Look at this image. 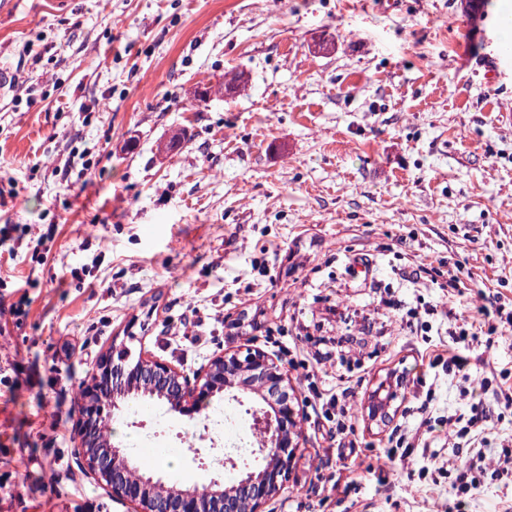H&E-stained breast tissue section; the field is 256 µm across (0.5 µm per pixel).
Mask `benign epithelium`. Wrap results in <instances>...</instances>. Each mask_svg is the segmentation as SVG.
<instances>
[{
    "label": "benign epithelium",
    "mask_w": 512,
    "mask_h": 512,
    "mask_svg": "<svg viewBox=\"0 0 512 512\" xmlns=\"http://www.w3.org/2000/svg\"><path fill=\"white\" fill-rule=\"evenodd\" d=\"M75 433L82 473L131 512H265V506L287 482L299 448L300 409L288 373L278 359L248 346L215 355L210 364L190 378L175 366L142 357L129 365L124 358H104L82 386ZM234 400L251 398L247 409L253 425L264 436L261 447L251 451L258 464L231 486L221 478L200 496L194 487H183L153 475L131 482L133 463L126 448L101 431L103 415L120 412L130 396L157 399L171 410L193 420L221 394ZM369 399L367 416L386 424L393 419L392 399Z\"/></svg>",
    "instance_id": "1"
}]
</instances>
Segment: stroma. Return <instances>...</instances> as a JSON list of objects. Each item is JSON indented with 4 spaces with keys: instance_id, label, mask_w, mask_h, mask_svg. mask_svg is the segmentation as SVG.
Returning <instances> with one entry per match:
<instances>
[{
    "instance_id": "obj_1",
    "label": "stroma",
    "mask_w": 512,
    "mask_h": 512,
    "mask_svg": "<svg viewBox=\"0 0 512 512\" xmlns=\"http://www.w3.org/2000/svg\"><path fill=\"white\" fill-rule=\"evenodd\" d=\"M505 0H17L0 15V512H128L80 467L71 396L111 348L193 375L256 346L285 367L300 448L265 512H505L490 474L512 452L499 399L485 443L447 425L386 454L425 399L465 418L464 378L512 372V328L464 374L447 330L480 293L512 299V62L496 74ZM237 90L200 98L238 73ZM441 277H409L418 265ZM459 271L448 286L445 271ZM395 308H388L386 300ZM199 336L201 346L191 345ZM330 360L315 376L306 362ZM405 384L386 426L364 406ZM353 385V447L315 392ZM244 406L196 419L163 404L112 420L135 459L173 452L204 486L248 440ZM482 463L459 493L460 464Z\"/></svg>"
}]
</instances>
